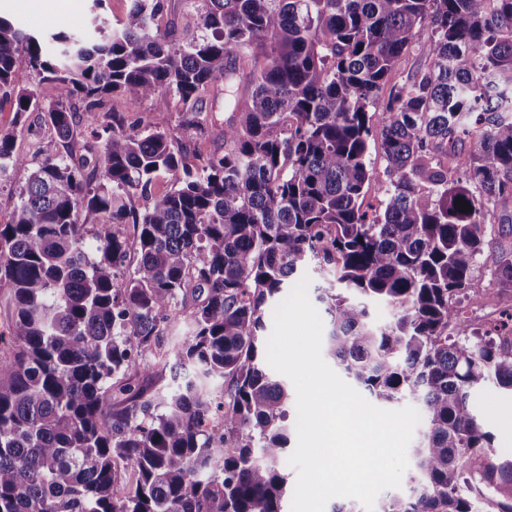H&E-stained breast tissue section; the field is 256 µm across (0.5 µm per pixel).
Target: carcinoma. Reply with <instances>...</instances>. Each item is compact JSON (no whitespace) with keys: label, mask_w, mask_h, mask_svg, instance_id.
Returning a JSON list of instances; mask_svg holds the SVG:
<instances>
[{"label":"carcinoma","mask_w":512,"mask_h":512,"mask_svg":"<svg viewBox=\"0 0 512 512\" xmlns=\"http://www.w3.org/2000/svg\"><path fill=\"white\" fill-rule=\"evenodd\" d=\"M201 2L199 35L161 32L167 0H130L112 34L58 33L56 52L0 17V105L46 113L64 150L29 162L0 131V175L29 167L0 224L13 306L0 334L12 347L0 358V512H284L294 396L263 366L262 332L315 260L336 269L317 295L323 351L375 401L422 407L413 486L379 512H482L480 499L512 512V460L491 459L469 402L486 383L512 392V342L448 334L491 208L512 198V0ZM424 26L428 64L392 88L376 132L369 107ZM21 66L56 98L16 89ZM221 86L238 116L224 127L231 149L200 166L168 131L169 96L190 105L180 127L199 136L202 95ZM125 90L152 101L153 121L109 110ZM76 99L101 141L89 171L74 159ZM376 134L387 181L371 217ZM160 175L172 188L155 194ZM81 210L110 220L88 228ZM492 263L507 315L512 255ZM375 302L393 306L390 324L373 325ZM179 304L193 329L172 364L156 339ZM184 359L194 376L153 392ZM224 378L219 401L208 383ZM126 467L135 489L119 496Z\"/></svg>","instance_id":"obj_1"}]
</instances>
